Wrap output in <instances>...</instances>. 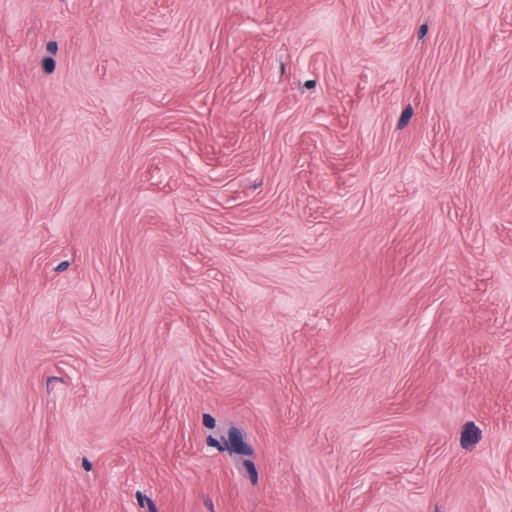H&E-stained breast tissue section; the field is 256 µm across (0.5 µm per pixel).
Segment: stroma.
I'll return each mask as SVG.
<instances>
[{
	"mask_svg": "<svg viewBox=\"0 0 512 512\" xmlns=\"http://www.w3.org/2000/svg\"><path fill=\"white\" fill-rule=\"evenodd\" d=\"M0 512H512V0H0Z\"/></svg>",
	"mask_w": 512,
	"mask_h": 512,
	"instance_id": "stroma-1",
	"label": "stroma"
}]
</instances>
